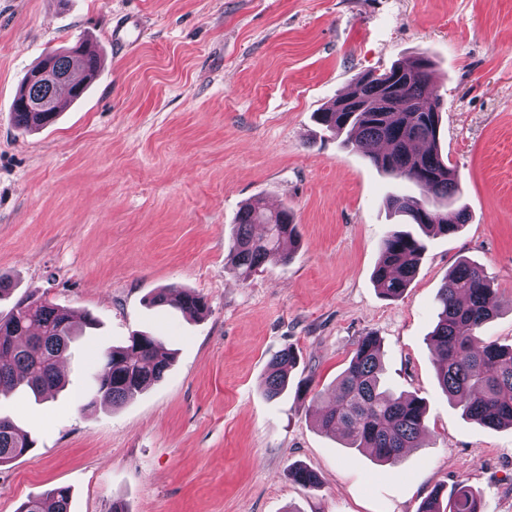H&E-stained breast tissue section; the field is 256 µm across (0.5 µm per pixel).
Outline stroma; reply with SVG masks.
Returning <instances> with one entry per match:
<instances>
[{
    "label": "stroma",
    "instance_id": "stroma-1",
    "mask_svg": "<svg viewBox=\"0 0 512 512\" xmlns=\"http://www.w3.org/2000/svg\"><path fill=\"white\" fill-rule=\"evenodd\" d=\"M148 24L131 53L112 48L115 15ZM85 41L102 59L87 96L45 128L11 109L46 52ZM433 62L439 146L469 216L430 235L400 297L373 282L407 192L314 114L369 72ZM288 208V263L242 277L228 245L240 207ZM467 259L500 303L483 328L512 344V0H0V277L97 318L72 343L67 386L37 401L0 396V415L36 440L0 466V512L47 489L70 512H418L458 482L484 512H512V428L462 416L440 388L429 335L436 295ZM177 285L191 316L148 300ZM148 331L173 354L156 384L124 403L83 405L101 350ZM381 340L384 379L426 406L419 447L396 466L343 447L319 425L357 340ZM294 349L287 391L268 399L272 355ZM320 482L304 487L288 469Z\"/></svg>",
    "mask_w": 512,
    "mask_h": 512
}]
</instances>
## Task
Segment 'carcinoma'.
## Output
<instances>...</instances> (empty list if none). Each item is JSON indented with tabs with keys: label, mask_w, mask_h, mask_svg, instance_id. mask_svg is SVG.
<instances>
[{
	"label": "carcinoma",
	"mask_w": 512,
	"mask_h": 512,
	"mask_svg": "<svg viewBox=\"0 0 512 512\" xmlns=\"http://www.w3.org/2000/svg\"><path fill=\"white\" fill-rule=\"evenodd\" d=\"M63 78L50 85L24 81L12 110L15 126L37 129L51 124L59 114V92L71 98L85 94L99 70L98 54L80 42L56 54ZM432 62L423 55L412 62H399L388 70L360 77L349 95L333 101L316 113L326 130L345 135V142L370 157L376 167L393 178L408 182L419 196L390 198L391 210L425 234L448 235L468 221L463 210L448 213L429 208V197L451 199L460 190L456 170L438 152L440 111L437 89L431 80ZM39 98L48 108L37 111L24 102ZM264 225V234L252 228ZM297 236L290 211H271L260 199L246 203L236 219V232L229 245L230 258L247 277L270 262H287L281 248L285 239ZM424 240L411 231L391 230L385 236L373 279L380 293L397 298L414 279ZM152 303L167 304L183 312L203 314L204 298L176 286L160 289ZM498 312L493 281L483 267L470 262L457 264L437 295V323L430 345L437 355V379L462 414L488 427L512 428V344L501 345L481 335L485 323ZM77 336L72 311L41 297L19 299L11 311L0 315V395L24 390L42 397L64 387L59 363L67 356ZM383 352L374 335L361 337L322 415L321 427L340 435L344 447L366 450L377 461L397 465L405 449L419 447L426 428L422 401L408 393H395L384 386ZM162 342L137 332L124 346L108 347L100 355L96 392L85 408L102 399L118 404L161 380L170 365ZM297 364L290 349L279 351L269 361L263 381L268 398H278L288 387ZM33 447L30 435L11 419L0 416V466ZM292 480L303 486L318 483L317 474L304 467L291 469ZM70 490L55 487L29 498L19 512H69ZM418 512H483L479 491L460 483L447 505L435 491Z\"/></svg>",
	"instance_id": "obj_1"
}]
</instances>
